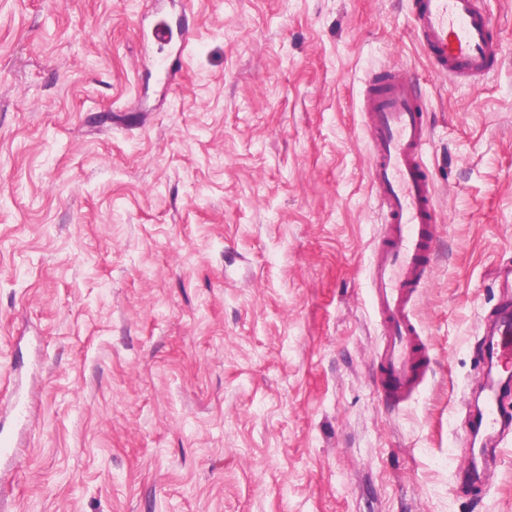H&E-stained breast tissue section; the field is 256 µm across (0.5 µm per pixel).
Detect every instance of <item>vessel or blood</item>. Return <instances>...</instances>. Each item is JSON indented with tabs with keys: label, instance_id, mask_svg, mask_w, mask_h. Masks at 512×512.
Masks as SVG:
<instances>
[{
	"label": "vessel or blood",
	"instance_id": "vessel-or-blood-1",
	"mask_svg": "<svg viewBox=\"0 0 512 512\" xmlns=\"http://www.w3.org/2000/svg\"><path fill=\"white\" fill-rule=\"evenodd\" d=\"M414 29L436 72L478 80L498 65L501 47L475 0H418ZM425 102L401 73L382 93L367 92L363 110L371 144L369 178L386 213L383 247L370 264V295L382 325L376 377L384 392L402 399L425 374L426 345L411 313L415 293L431 271L436 238L435 189L421 161L426 140ZM477 359L495 369L512 367V297H503ZM484 402L469 405L466 430L484 437V461L495 460L512 433V391L489 383Z\"/></svg>",
	"mask_w": 512,
	"mask_h": 512
}]
</instances>
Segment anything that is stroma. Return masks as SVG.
Listing matches in <instances>:
<instances>
[{"mask_svg":"<svg viewBox=\"0 0 512 512\" xmlns=\"http://www.w3.org/2000/svg\"><path fill=\"white\" fill-rule=\"evenodd\" d=\"M476 5L502 59L471 85L415 0H0V388L30 410L0 512H512V434L458 490L512 286V0ZM159 14L187 41L148 39ZM389 69L427 105L437 218L396 406L360 110ZM478 362L493 368L508 370L512 362V297L508 294L502 298L494 315L491 332L483 336Z\"/></svg>","mask_w":512,"mask_h":512,"instance_id":"35a3bbf8","label":"stroma"}]
</instances>
